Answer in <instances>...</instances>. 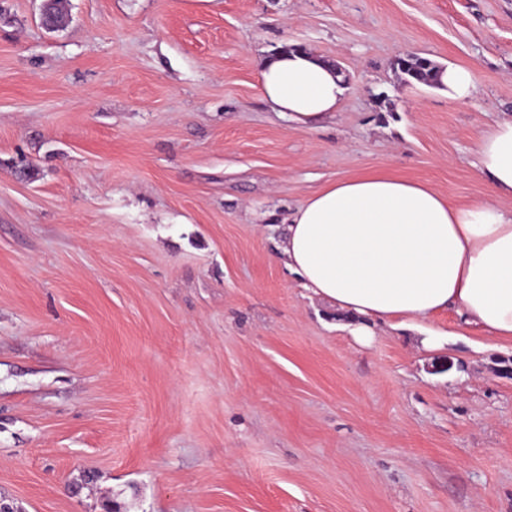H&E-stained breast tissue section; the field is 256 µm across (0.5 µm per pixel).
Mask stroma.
<instances>
[{"label": "stroma", "mask_w": 512, "mask_h": 512, "mask_svg": "<svg viewBox=\"0 0 512 512\" xmlns=\"http://www.w3.org/2000/svg\"><path fill=\"white\" fill-rule=\"evenodd\" d=\"M0 0V496L18 512H512V343L355 341L275 257L296 207L387 172L486 199L512 0ZM341 69L304 128L259 92ZM469 68L472 97L401 81ZM342 79L322 57L282 50L264 62L259 86L273 112L305 126L340 108ZM431 68L422 73L413 71L414 64L410 59L400 58V60L396 61L397 68L400 72L405 75V81L411 83L412 81L425 83V84H435V73L438 70V66L435 65L432 61Z\"/></svg>", "instance_id": "1"}]
</instances>
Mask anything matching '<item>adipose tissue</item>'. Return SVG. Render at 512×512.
Wrapping results in <instances>:
<instances>
[{
  "mask_svg": "<svg viewBox=\"0 0 512 512\" xmlns=\"http://www.w3.org/2000/svg\"><path fill=\"white\" fill-rule=\"evenodd\" d=\"M341 81L322 57L283 50L264 62L260 92L305 126L339 109ZM477 166L490 195L465 207L385 172L337 178L290 215L277 252L305 291L362 320L360 342L372 325L419 326L449 309L512 341V118L480 136Z\"/></svg>",
  "mask_w": 512,
  "mask_h": 512,
  "instance_id": "adipose-tissue-1",
  "label": "adipose tissue"
}]
</instances>
